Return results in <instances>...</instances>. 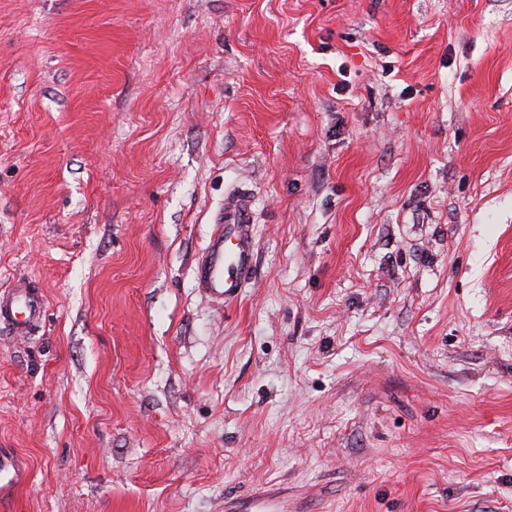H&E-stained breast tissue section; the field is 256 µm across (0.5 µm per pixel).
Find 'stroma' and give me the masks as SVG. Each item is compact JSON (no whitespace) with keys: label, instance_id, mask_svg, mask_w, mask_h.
Listing matches in <instances>:
<instances>
[{"label":"stroma","instance_id":"obj_1","mask_svg":"<svg viewBox=\"0 0 512 512\" xmlns=\"http://www.w3.org/2000/svg\"><path fill=\"white\" fill-rule=\"evenodd\" d=\"M16 277L0 512H512V0H0ZM253 218L247 200L232 197L215 224L201 266L199 286L216 302L237 300L249 283L255 267ZM43 311V298L29 281L16 280L0 292V322L13 325L17 336H25ZM21 465L17 457L0 455V488H13L22 482ZM280 500L276 493L270 488L263 495L252 500L247 506H225L227 512H261L263 509L280 508Z\"/></svg>","mask_w":512,"mask_h":512}]
</instances>
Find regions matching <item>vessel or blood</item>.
<instances>
[{"mask_svg":"<svg viewBox=\"0 0 512 512\" xmlns=\"http://www.w3.org/2000/svg\"><path fill=\"white\" fill-rule=\"evenodd\" d=\"M218 229L210 237L197 271L200 287L216 302L237 300L255 267L253 218L247 200H227L217 218ZM44 311L42 296L31 282L16 280L9 290L0 292V322L13 325L17 335H25ZM19 458L0 455V488H13L22 481ZM280 500L273 491L245 506L228 507L227 512H275Z\"/></svg>","mask_w":512,"mask_h":512,"instance_id":"b4317fda","label":"vessel or blood"}]
</instances>
